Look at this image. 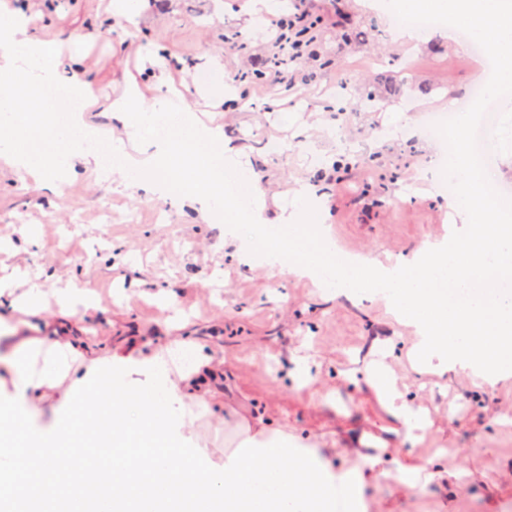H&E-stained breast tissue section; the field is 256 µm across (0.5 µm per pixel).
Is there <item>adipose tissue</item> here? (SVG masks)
I'll list each match as a JSON object with an SVG mask.
<instances>
[{
  "label": "adipose tissue",
  "instance_id": "obj_1",
  "mask_svg": "<svg viewBox=\"0 0 512 512\" xmlns=\"http://www.w3.org/2000/svg\"><path fill=\"white\" fill-rule=\"evenodd\" d=\"M45 304L39 286L17 299L12 281L0 277V307L23 314L8 326L15 342L9 361L14 393L0 414V483L25 475L12 498L0 500V512H12L17 501L31 502L30 512H185L188 503L192 512H367L365 491L373 480L392 478L411 488L423 479L448 478L430 460L386 466L381 458L362 455L337 470L311 441L267 430L259 420L238 424L236 448L215 463L185 434L211 413L202 386L214 368L202 347L184 339L171 344L170 353L194 357L191 369L175 375L157 356L100 358L92 342L61 325L47 336L29 337L30 319ZM83 359L90 362L87 371L70 379L74 363ZM66 381L71 384L66 418L51 435L30 431L32 414ZM355 381L374 392L394 430L414 440L429 427L427 412L399 391L390 366L369 364ZM83 386L107 390L113 399L112 414L101 419L93 441L70 420L85 403L75 394ZM90 444L112 449L106 468L63 467L59 449ZM134 444L138 453L127 455ZM189 457L198 461L199 471L184 468Z\"/></svg>",
  "mask_w": 512,
  "mask_h": 512
}]
</instances>
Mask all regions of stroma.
I'll list each match as a JSON object with an SVG mask.
<instances>
[{
  "label": "stroma",
  "mask_w": 512,
  "mask_h": 512,
  "mask_svg": "<svg viewBox=\"0 0 512 512\" xmlns=\"http://www.w3.org/2000/svg\"><path fill=\"white\" fill-rule=\"evenodd\" d=\"M244 3L143 0L133 26L106 12L104 0H39L34 25L49 41L84 34L80 75L113 98L130 83L155 95L157 69L138 49L164 45L172 86L245 149L264 182L268 217L302 178L320 181L333 237L350 252L406 253L462 229L443 198L416 178L438 152L432 135L384 140L371 152L365 146L389 106L409 105L421 124L471 91L483 62L468 44L445 26L426 31L419 46L401 42L373 0H282L276 17L303 8L318 20L314 50L243 85L244 108L204 89L211 56H220L233 85L270 58L268 26L251 25ZM504 115L489 177L512 190V109ZM307 136L325 166L292 150ZM232 253L223 225L203 222L191 207L122 189L81 166L56 195L0 162V276L16 275L21 292L33 284L48 293L72 282L90 288L98 310L77 312L71 322L104 350L158 354L174 370L181 363L166 353L173 338L204 345L217 366L205 386L212 413L191 432L215 462L224 460L231 425L259 415L268 428L315 440L337 465L354 450L421 464L443 448L442 467L465 473L459 487L404 490L378 481L367 491L370 512H512V425L497 421L512 408V377L489 384L452 371L416 374L407 358L412 330L380 299H347L286 275L273 281L267 267L237 264ZM159 293L170 295V306L156 302ZM389 344L401 390L430 414L418 444L385 430L370 391L346 379ZM294 357L315 364L329 401L298 397L288 376Z\"/></svg>",
  "instance_id": "stroma-1"
}]
</instances>
